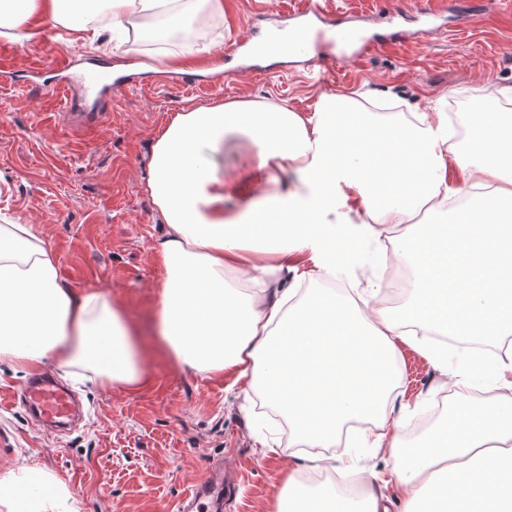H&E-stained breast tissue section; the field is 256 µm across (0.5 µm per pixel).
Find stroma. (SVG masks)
Returning <instances> with one entry per match:
<instances>
[{"mask_svg":"<svg viewBox=\"0 0 512 512\" xmlns=\"http://www.w3.org/2000/svg\"><path fill=\"white\" fill-rule=\"evenodd\" d=\"M367 30L386 32L397 15L417 16L436 0H329ZM294 0H224L223 13L189 0V46L162 48L141 39L95 41L51 17L40 36L0 35V54L12 77H0V223L37 225L55 254L60 276L74 293L108 295L136 333L145 377L134 392L74 386L84 417L65 434L35 427L11 399L27 373L0 371V474L29 458L62 481L79 512H183L182 498L223 458L238 484L222 512H269L288 470L306 462L289 451L290 428L258 412L256 394L228 388L223 376L177 368L157 333V288L162 268L153 243L162 233L144 190L157 134L178 112L233 100L284 104L313 116L321 96L362 93L365 104L390 108L395 118L447 112L450 100L481 110L491 91L512 88V0H483L477 13L446 0L442 26L423 39L378 43L363 57L317 66L304 60L252 61L233 52L239 37L287 29ZM66 52L125 66L128 90L114 94L92 129L64 115L59 98L36 96V84L56 80L53 66ZM173 72L195 75V86L169 82ZM255 156L243 137L230 138L214 158L227 179H247ZM378 243L366 241L343 282L363 290L382 280ZM406 364L399 399L427 412L446 378L425 352L398 343ZM275 440L276 450L262 444Z\"/></svg>","mask_w":512,"mask_h":512,"instance_id":"1","label":"stroma"}]
</instances>
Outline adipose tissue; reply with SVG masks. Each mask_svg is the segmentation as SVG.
<instances>
[{"label": "adipose tissue", "instance_id": "ef3b65f1", "mask_svg": "<svg viewBox=\"0 0 512 512\" xmlns=\"http://www.w3.org/2000/svg\"><path fill=\"white\" fill-rule=\"evenodd\" d=\"M162 0H8L10 29L27 30L35 15L79 17L81 31L124 28ZM349 95L324 98L315 117L285 106L232 101L178 113L156 139L146 190L164 233L155 244L163 268L158 334L176 364L231 384L262 389L293 424L296 440L315 449L338 445L342 426L371 419L373 440L389 452L387 473L370 471L357 500L314 493L296 477L289 500L308 512H389L375 491L396 484L398 512H512V352L474 370L452 354L423 350L454 387L480 373L491 397L481 411L457 415L414 445L402 436L405 410L395 407L401 382L396 341H411L406 323L432 326L462 341L512 335V119L481 113L474 124L478 154L452 157L445 121L428 113L383 126L343 121ZM244 134L257 148L253 180L227 183L209 158L225 136ZM491 186L453 225L417 224L425 202L454 195L448 165ZM292 169L300 189H280L277 172ZM245 202L224 213V197ZM366 224H341L348 206ZM380 224L406 231L382 253V265H411L408 307L394 312L375 294L353 302L298 297L280 282L288 257L310 252L316 276L350 265ZM255 286L250 295L235 278ZM53 360L63 379L131 390L142 380L136 336L102 292L73 293L33 224H0V364L29 370ZM0 512H75L64 484L35 463L0 477Z\"/></svg>", "mask_w": 512, "mask_h": 512}]
</instances>
